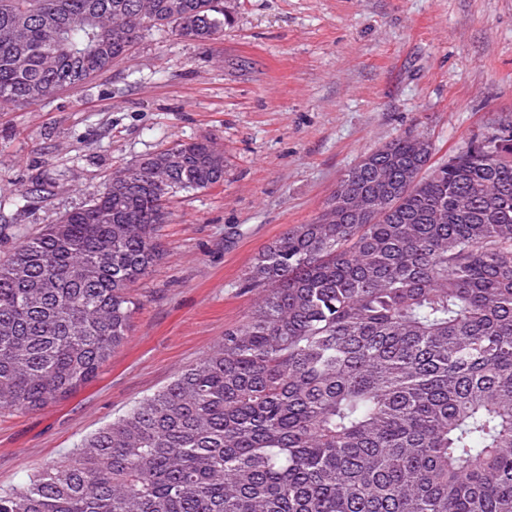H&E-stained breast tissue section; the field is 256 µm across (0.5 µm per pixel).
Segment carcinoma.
I'll return each mask as SVG.
<instances>
[{
  "mask_svg": "<svg viewBox=\"0 0 512 512\" xmlns=\"http://www.w3.org/2000/svg\"><path fill=\"white\" fill-rule=\"evenodd\" d=\"M224 0H0V110L77 89ZM397 138L270 243L199 363L0 489V512H512V123L430 165ZM224 180L208 140L112 174L0 262V410L77 391L124 340L166 196ZM370 196L362 211L349 207Z\"/></svg>",
  "mask_w": 512,
  "mask_h": 512,
  "instance_id": "cac0c4a2",
  "label": "carcinoma"
}]
</instances>
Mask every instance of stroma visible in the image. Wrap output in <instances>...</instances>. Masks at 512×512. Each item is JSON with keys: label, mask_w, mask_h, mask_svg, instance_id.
Segmentation results:
<instances>
[{"label": "stroma", "mask_w": 512, "mask_h": 512, "mask_svg": "<svg viewBox=\"0 0 512 512\" xmlns=\"http://www.w3.org/2000/svg\"><path fill=\"white\" fill-rule=\"evenodd\" d=\"M235 4L217 39L145 35L83 88L0 112V260L146 155L197 139L224 154L223 182L168 199L162 258L98 375L41 409L0 411V488L199 363L258 301L244 271L315 220L365 155L420 134L438 165L512 121V0Z\"/></svg>", "instance_id": "35a3bbf8"}]
</instances>
